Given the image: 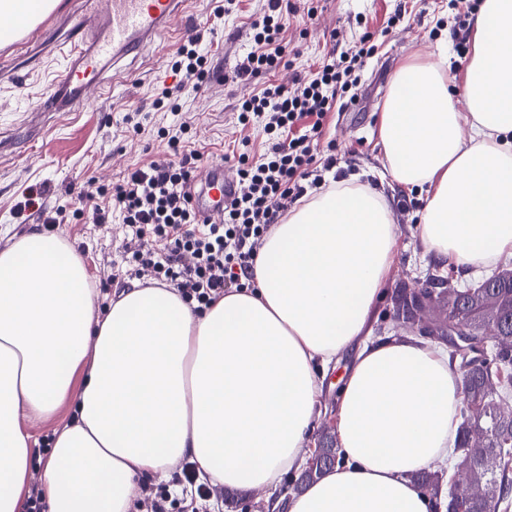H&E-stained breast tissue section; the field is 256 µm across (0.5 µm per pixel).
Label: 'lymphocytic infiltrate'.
Returning <instances> with one entry per match:
<instances>
[{
  "label": "lymphocytic infiltrate",
  "mask_w": 512,
  "mask_h": 512,
  "mask_svg": "<svg viewBox=\"0 0 512 512\" xmlns=\"http://www.w3.org/2000/svg\"><path fill=\"white\" fill-rule=\"evenodd\" d=\"M283 0H267L251 29L255 51L236 64L232 77L246 81L262 70L285 63ZM376 51L370 39L354 50L327 51L318 67L299 78L296 87L268 85L263 92L242 103L239 123L251 118L264 121L270 142L253 160L237 158V175L243 189L224 212L220 224L199 223L186 188L202 159L198 150L185 146L188 122H181L170 142L181 158L153 162L129 173L112 188L111 199L100 204L96 191L83 201L93 223H111L120 215L134 244L133 268L127 277L150 279L177 288L182 299L205 309L225 288L248 287L253 279L258 247L273 224L279 223L290 203L320 187L321 171L331 169L333 158H321L319 141L323 121L359 79L366 59ZM207 58L198 42L182 45L171 59L179 75L176 89H162L161 99L172 101L175 91H199L206 79ZM170 244L168 252L153 248L155 241Z\"/></svg>",
  "instance_id": "obj_1"
}]
</instances>
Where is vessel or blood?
<instances>
[{
  "label": "vessel or blood",
  "mask_w": 512,
  "mask_h": 512,
  "mask_svg": "<svg viewBox=\"0 0 512 512\" xmlns=\"http://www.w3.org/2000/svg\"><path fill=\"white\" fill-rule=\"evenodd\" d=\"M184 0H83L64 17L60 38L66 64L41 98L46 112L78 109L91 88L103 86L104 72L127 57L152 52L172 30L190 37L194 27L183 17ZM239 186L223 162L207 163L191 186L199 216L207 223L224 220V203Z\"/></svg>",
  "instance_id": "obj_1"
}]
</instances>
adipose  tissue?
<instances>
[{"label": "adipose tissue", "instance_id": "1", "mask_svg": "<svg viewBox=\"0 0 512 512\" xmlns=\"http://www.w3.org/2000/svg\"><path fill=\"white\" fill-rule=\"evenodd\" d=\"M58 0H0V45ZM460 88L438 61L398 70L380 116L392 179L424 192L419 236L458 268L512 259V0H480ZM396 260L385 196L338 184L265 236L253 285L194 310L176 289L132 286L97 312L81 257L38 230L0 251V512H21L31 435L23 417L65 401L40 475L48 512H130L143 476L191 459L228 490L278 488L303 465L324 371L361 348L337 411L342 463L288 512H434L411 480L444 460L460 373L422 340L366 342Z\"/></svg>", "mask_w": 512, "mask_h": 512}]
</instances>
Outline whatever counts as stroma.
<instances>
[{"label":"stroma","instance_id":"stroma-1","mask_svg":"<svg viewBox=\"0 0 512 512\" xmlns=\"http://www.w3.org/2000/svg\"><path fill=\"white\" fill-rule=\"evenodd\" d=\"M294 10L285 16L284 40L294 56L292 64L238 83L230 73L253 47L250 23L259 0H233L226 5L223 19H215V0H185L186 17L194 21L201 47L209 53L210 77L199 92L183 96L184 109L192 127L188 132L195 149L205 160H223L225 153L245 147L250 155L262 153L267 136L261 121L239 125L237 113L243 101L268 84L292 86L296 75L315 69L331 48L344 51L366 35H377L381 45L368 60L360 81L346 94V107L331 111L324 122L321 145H332L335 166L324 172L325 181L345 180L381 191L393 212L398 229L396 263L371 322L372 336L395 337L391 326L381 321L397 284L441 269L427 254L418 233L424 198L418 192L396 184L386 176L379 137V119L398 67L410 59L443 60L444 74L458 78L455 43L448 36L450 25L465 23L479 0H289ZM399 22L392 33L384 27L390 16ZM180 46L171 40L157 54L122 61L111 82L108 96L90 94L77 112H51L39 116L42 93L65 64L60 52L44 53L23 87L0 80V250L10 247L31 230L41 229L62 236L84 261L97 288L111 295L121 290L112 280L113 266L120 263L127 235L120 220L90 224L79 215H66L63 223L47 224L42 212L56 202H73L89 185L111 190L128 172L148 163L172 158L166 128L176 116L152 111L151 105L162 88L175 86L179 78L169 61ZM46 183L50 193L42 210L15 217L13 210L25 189ZM356 354L344 349L323 381L316 406L317 428H335L338 395L343 377ZM73 404L61 406L47 418L27 419L25 427L34 441L30 468L40 474L49 452L48 436L72 417ZM178 471L156 474L137 484L134 503L137 512H147V490L163 489L171 501L168 512H276L274 504L293 493L282 485L277 494L264 491L211 489L202 500L178 491Z\"/></svg>","mask_w":512,"mask_h":512}]
</instances>
